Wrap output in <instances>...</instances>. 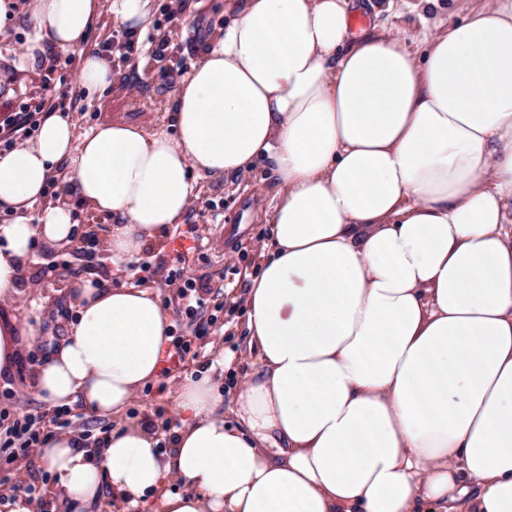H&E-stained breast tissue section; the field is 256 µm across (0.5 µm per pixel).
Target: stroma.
<instances>
[{
  "label": "stroma",
  "instance_id": "1",
  "mask_svg": "<svg viewBox=\"0 0 512 512\" xmlns=\"http://www.w3.org/2000/svg\"><path fill=\"white\" fill-rule=\"evenodd\" d=\"M152 29L140 40L127 42L110 15H102L82 48L111 52L115 78L101 97L87 96L81 86L77 55L53 52L24 63L32 29L17 16L0 29V121L28 111L38 101L48 109L64 110L77 132L121 120L153 128L166 125L168 108L183 75L197 61L206 41L223 30L226 0H155ZM172 49L159 56L160 39ZM169 81H161L160 73ZM202 192L183 224L172 228L163 249L146 248L124 274H114L106 250L110 220L76 205L81 251L36 241L24 263L22 289L13 301L0 302V322L34 323L38 338L29 360L10 378H0V409L53 416L54 408L40 401L31 388L35 362L45 359L66 336L76 318L67 287L72 270L81 278L108 286L126 281L152 286L169 309L175 341L189 342L188 352L172 354L158 379L140 390L127 410L129 417L151 425L163 441H170L180 421L175 394L186 376L208 373L222 397L221 408L231 412L236 388L252 373L247 348V272L258 262L259 246L267 236L264 214L275 196L264 172L230 177L200 178ZM232 356L233 371L225 373L224 358ZM31 471L40 512H69L46 492L54 477L40 456L29 458L0 447V469Z\"/></svg>",
  "mask_w": 512,
  "mask_h": 512
}]
</instances>
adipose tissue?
I'll list each match as a JSON object with an SVG mask.
<instances>
[{"label":"adipose tissue","instance_id":"1","mask_svg":"<svg viewBox=\"0 0 512 512\" xmlns=\"http://www.w3.org/2000/svg\"><path fill=\"white\" fill-rule=\"evenodd\" d=\"M361 0H230L169 106L170 128L123 121L77 134L48 116L0 155V302L19 294L35 240L70 244L54 175L112 218L125 269L162 245L198 199V174L268 169L276 202L244 304L255 371L217 411L207 377L176 394L169 452L125 413L158 379L172 337L154 288L76 281L77 318L32 372L53 406L119 425L101 448L76 434L42 459L61 500L102 484L151 512H512V0H474L423 31L421 52L371 24ZM131 39L151 0H29L28 55L80 53L88 94L113 81L82 51L101 12ZM38 218H31L33 205ZM35 336L0 324V377ZM177 473L194 490H167Z\"/></svg>","mask_w":512,"mask_h":512}]
</instances>
